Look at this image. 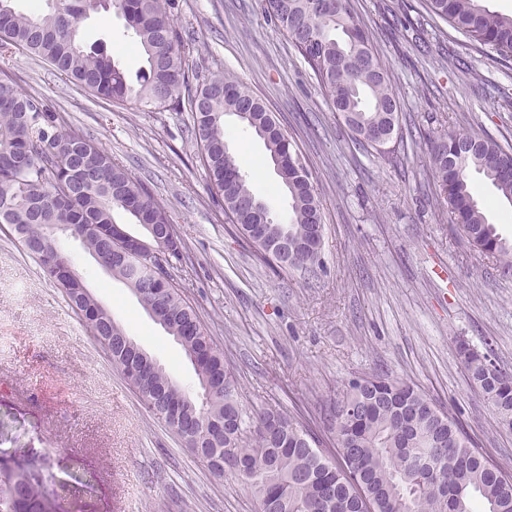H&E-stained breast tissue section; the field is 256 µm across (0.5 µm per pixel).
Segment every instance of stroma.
<instances>
[{
    "label": "stroma",
    "mask_w": 512,
    "mask_h": 512,
    "mask_svg": "<svg viewBox=\"0 0 512 512\" xmlns=\"http://www.w3.org/2000/svg\"><path fill=\"white\" fill-rule=\"evenodd\" d=\"M399 102L386 153L359 147L262 0H173L195 50L190 75L246 83L301 153L324 222L311 276L259 261L208 193L188 108L116 106L22 53L0 56L20 90L145 182L174 220L183 258L172 276L224 351L246 420L268 407L298 414L334 397L344 378L407 380L462 421L512 473V429L474 390L455 340L491 347L512 372V276L456 239L430 185L428 137L475 131L512 148V62L427 20L423 0H351ZM86 44L129 75L143 59L117 15L81 20ZM226 139L256 191L285 214L288 199L261 140L234 119ZM65 248L85 283L129 336L189 393L198 380L181 347L76 241ZM0 462L27 470L48 512H260L240 483L217 476L147 411L87 334L62 293L0 231Z\"/></svg>",
    "instance_id": "obj_1"
}]
</instances>
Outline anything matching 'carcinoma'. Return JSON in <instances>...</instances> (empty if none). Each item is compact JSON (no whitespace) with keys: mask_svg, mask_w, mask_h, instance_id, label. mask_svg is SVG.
Segmentation results:
<instances>
[{"mask_svg":"<svg viewBox=\"0 0 512 512\" xmlns=\"http://www.w3.org/2000/svg\"><path fill=\"white\" fill-rule=\"evenodd\" d=\"M21 12L14 0H0V53L15 50L40 57L57 73L93 95L123 105L131 100L159 111L188 105L208 189L236 231L264 261L316 274L320 267V202L306 166L277 173L288 196L280 217L254 192L225 139V117L233 116L263 141L278 166L283 156L302 159L288 134L244 83L213 75L192 83L186 46L170 11L171 0H43ZM429 12L498 58L512 60V16L493 12L483 0H426ZM265 13L294 44L312 70L329 104L359 143L364 131L395 134L398 104L385 65L373 51L351 0H263ZM118 13L132 32L146 66L133 84L114 56L101 47L85 48L79 22L90 13ZM429 162L437 201L453 232L470 249L492 258L512 275V244L488 221L473 185L477 173L497 194L512 202V152L477 132H445L430 140ZM137 224L173 225L148 187L81 130L68 126L44 99L18 90L0 76V227L7 226L26 255L41 269L59 263L58 238L48 224H70L88 253L112 259L111 278L124 283L152 306L180 336L184 355L201 352L198 382L212 390L187 394L159 364L149 365L124 348L126 329L95 294L76 292L83 284L65 274L54 284L90 336L106 347L112 364L140 395L146 409L164 421L188 450L213 471L230 474L249 489L260 512H512L508 474L466 433L459 418L414 385L383 373L342 381L336 398L309 421L326 440L310 443L306 425L275 408L246 424L224 353L209 336L196 311L173 283L133 274L138 259L118 252L112 240L114 214ZM272 220L288 232L294 249L284 266L270 255V242L250 225ZM457 352L471 385L483 394L501 423L512 426V374L494 365L466 340ZM36 495L25 474L16 478L15 501L22 508Z\"/></svg>","mask_w":512,"mask_h":512,"instance_id":"carcinoma-1","label":"carcinoma"}]
</instances>
